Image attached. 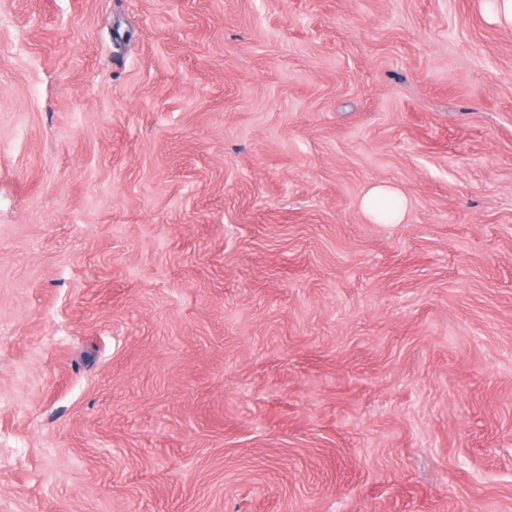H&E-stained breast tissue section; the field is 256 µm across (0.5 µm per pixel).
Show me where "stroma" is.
<instances>
[{
  "label": "stroma",
  "mask_w": 512,
  "mask_h": 512,
  "mask_svg": "<svg viewBox=\"0 0 512 512\" xmlns=\"http://www.w3.org/2000/svg\"><path fill=\"white\" fill-rule=\"evenodd\" d=\"M0 512H512L502 0H0Z\"/></svg>",
  "instance_id": "35a3bbf8"
}]
</instances>
